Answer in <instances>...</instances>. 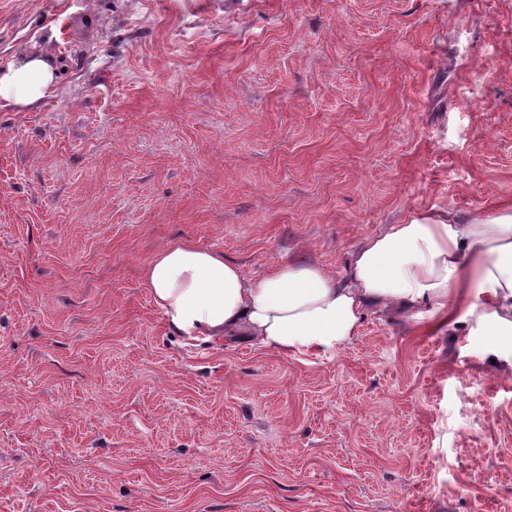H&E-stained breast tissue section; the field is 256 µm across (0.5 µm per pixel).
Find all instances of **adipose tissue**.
<instances>
[{
	"mask_svg": "<svg viewBox=\"0 0 512 512\" xmlns=\"http://www.w3.org/2000/svg\"><path fill=\"white\" fill-rule=\"evenodd\" d=\"M56 81L52 57L26 55L0 68V107L34 108ZM144 284L188 339L331 357L368 313L393 312L482 337L497 366L512 368V209L467 223L421 215L388 225L350 252L340 276L288 260L249 277L223 253L175 241L147 264Z\"/></svg>",
	"mask_w": 512,
	"mask_h": 512,
	"instance_id": "adipose-tissue-1",
	"label": "adipose tissue"
}]
</instances>
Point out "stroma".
<instances>
[{
  "label": "stroma",
  "instance_id": "1",
  "mask_svg": "<svg viewBox=\"0 0 512 512\" xmlns=\"http://www.w3.org/2000/svg\"><path fill=\"white\" fill-rule=\"evenodd\" d=\"M0 512H512V370L369 314L335 356L172 331L165 245L341 274L512 208V0H0ZM56 81L54 58L26 55L20 62L0 68V108H34L56 89Z\"/></svg>",
  "mask_w": 512,
  "mask_h": 512
}]
</instances>
